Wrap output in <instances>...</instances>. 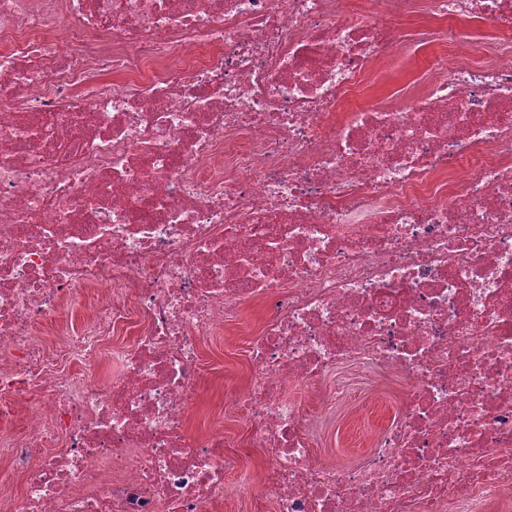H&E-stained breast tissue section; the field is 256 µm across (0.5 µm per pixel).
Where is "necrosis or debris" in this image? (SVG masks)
<instances>
[{
  "label": "necrosis or debris",
  "mask_w": 512,
  "mask_h": 512,
  "mask_svg": "<svg viewBox=\"0 0 512 512\" xmlns=\"http://www.w3.org/2000/svg\"><path fill=\"white\" fill-rule=\"evenodd\" d=\"M260 300L234 408L274 512H512V0H0V512L243 496L190 411L202 337ZM111 357L104 384L62 368ZM345 363L408 387L324 463L304 404ZM105 294L103 288H85L80 298L65 306L61 314L40 322L36 327L37 335L44 340L47 347L52 348L72 328L79 329L91 319Z\"/></svg>",
  "instance_id": "1"
}]
</instances>
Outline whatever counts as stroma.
I'll return each mask as SVG.
<instances>
[{"label":"stroma","instance_id":"stroma-1","mask_svg":"<svg viewBox=\"0 0 512 512\" xmlns=\"http://www.w3.org/2000/svg\"><path fill=\"white\" fill-rule=\"evenodd\" d=\"M104 294L101 288L84 289L80 298L67 305L61 314L40 322L37 335L46 346H54L67 332L91 319ZM270 313V304H251L237 321L203 337L200 355L206 373L191 409L192 432L223 434L225 451L239 454L243 464L256 473L261 470V451L252 445L257 424L232 413L228 402L245 392L251 383L240 345L247 334L259 330ZM405 390L403 378L353 364L328 376L320 386L318 398L309 403L311 411L325 415L316 432V458L335 462L358 459L401 408Z\"/></svg>","mask_w":512,"mask_h":512}]
</instances>
